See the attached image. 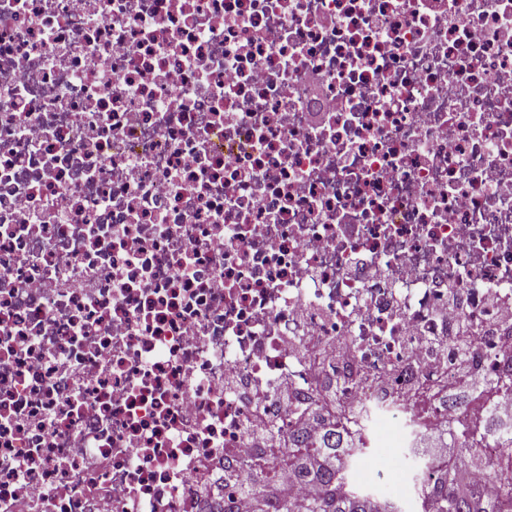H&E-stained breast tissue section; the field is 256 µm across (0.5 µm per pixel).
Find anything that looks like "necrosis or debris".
Masks as SVG:
<instances>
[{"instance_id": "4bbe7bcc", "label": "necrosis or debris", "mask_w": 512, "mask_h": 512, "mask_svg": "<svg viewBox=\"0 0 512 512\" xmlns=\"http://www.w3.org/2000/svg\"><path fill=\"white\" fill-rule=\"evenodd\" d=\"M471 376L512 415V0H0V512H246L248 425Z\"/></svg>"}]
</instances>
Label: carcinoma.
Returning <instances> with one entry per match:
<instances>
[{
  "label": "carcinoma",
  "mask_w": 512,
  "mask_h": 512,
  "mask_svg": "<svg viewBox=\"0 0 512 512\" xmlns=\"http://www.w3.org/2000/svg\"><path fill=\"white\" fill-rule=\"evenodd\" d=\"M318 414L328 421L320 440L310 442L293 433L288 436V448L276 451V465L258 463L251 469L256 512H405L393 497L373 500L348 487L353 459L364 453V448L344 447L342 422L330 412L320 410ZM277 465L284 466L297 481L312 484L313 494L294 503L282 499L273 477ZM465 465V457L459 455L435 466L434 479L419 489L417 512H512V479L491 488L477 485L463 494L456 476Z\"/></svg>",
  "instance_id": "cac0c4a2"
}]
</instances>
